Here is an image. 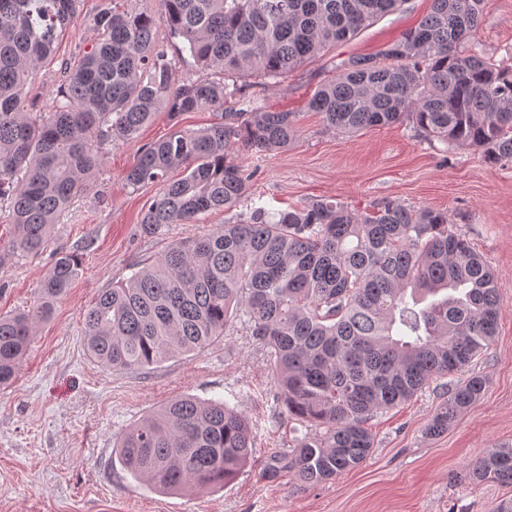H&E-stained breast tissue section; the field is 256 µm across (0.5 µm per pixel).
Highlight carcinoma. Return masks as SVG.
<instances>
[{
	"label": "carcinoma",
	"mask_w": 512,
	"mask_h": 512,
	"mask_svg": "<svg viewBox=\"0 0 512 512\" xmlns=\"http://www.w3.org/2000/svg\"><path fill=\"white\" fill-rule=\"evenodd\" d=\"M79 2L0 0V202L18 232L14 255L43 253L99 171L98 146L134 141L162 107L174 116L216 110L221 121L139 148L126 183L161 185L142 212V232L234 211L249 198L250 175L227 148H287L300 117L244 97L240 82L278 83L405 0H162L171 36L202 72L178 87L157 20L125 0H103L91 19L93 44L67 72L51 112H30L25 87L51 60ZM483 2L432 0L381 52L388 63L348 59L308 108L341 135L409 123L450 148L512 163V66L467 47ZM176 169L183 176L169 180ZM80 269L77 254L56 252L37 306L0 315V387ZM231 317L268 349L288 416L314 426L287 457L296 480L317 485L370 456L374 413L412 400L492 345L499 298L495 274L447 213L389 200L361 216L314 199L274 214L255 206L137 267L88 308L84 346L108 370H140L204 350ZM484 389L479 375L448 387L426 433L447 431ZM252 439L250 421L225 402L182 397L126 429L115 456L159 491L203 490L240 474ZM470 475L512 484V447L489 449Z\"/></svg>",
	"instance_id": "carcinoma-1"
}]
</instances>
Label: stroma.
<instances>
[{
	"label": "stroma",
	"instance_id": "1",
	"mask_svg": "<svg viewBox=\"0 0 512 512\" xmlns=\"http://www.w3.org/2000/svg\"><path fill=\"white\" fill-rule=\"evenodd\" d=\"M100 4L80 0L55 62L34 73L26 87L29 111H49L64 69L75 68L90 48V20ZM430 4L406 0L284 82L255 88L269 109L300 113V136L288 150L262 155L235 144L228 157L252 172L250 198L272 212L319 198L362 214L388 200L447 212L497 278V336L469 367L486 379L481 399L445 433L427 436L425 427L446 397L443 381H435L370 420L375 444L366 462L329 482L303 486L286 469L265 474L306 427L277 402L267 350L240 323L229 324L221 341L186 359L130 371H111L92 360L82 326L96 296L172 244L224 224L223 212L215 211L156 235L142 232L141 211L159 187L127 185L138 147L219 119L214 111L174 117L161 110L135 142L103 146L102 168L68 219L56 225L50 250L0 266V314H10L35 305L54 248L82 258L78 277L51 317L38 324L13 383L0 388V512H488L492 504L512 499L510 484H475L467 477L470 463L487 449L512 446V164H488L472 147L446 149L405 125L345 137L306 109L342 61L378 56ZM474 43L498 60L512 53V0H484ZM182 396L224 400L252 420L253 455L229 484L162 494L124 470L112 443L128 426Z\"/></svg>",
	"mask_w": 512,
	"mask_h": 512
}]
</instances>
